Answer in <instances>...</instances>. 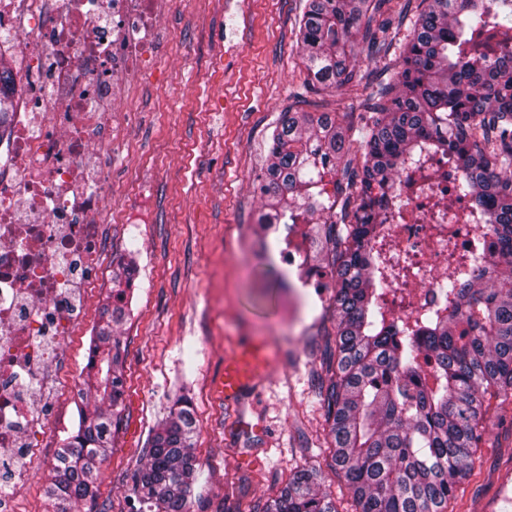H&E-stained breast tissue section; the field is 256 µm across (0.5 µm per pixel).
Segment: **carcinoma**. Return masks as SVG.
I'll use <instances>...</instances> for the list:
<instances>
[{
    "instance_id": "cac0c4a2",
    "label": "carcinoma",
    "mask_w": 512,
    "mask_h": 512,
    "mask_svg": "<svg viewBox=\"0 0 512 512\" xmlns=\"http://www.w3.org/2000/svg\"><path fill=\"white\" fill-rule=\"evenodd\" d=\"M390 2L306 0L297 27L311 90L358 86L359 50L390 55L397 67L360 126L334 112L279 113L261 189L273 217L326 215L313 261L336 282V330L317 392L331 469L359 512H447L475 464L490 399L512 397V0H419L403 38L405 11ZM12 111V78L0 72V138ZM426 153L452 157L455 193L468 200L470 222L492 229L497 260L473 248L440 286L443 305L392 332L382 210L401 208L397 176ZM135 271L131 260L112 275L115 304L93 349L102 393L57 452L47 488L57 512L94 496L114 447L123 378L113 333ZM194 434L190 404L179 398L134 479L139 512H186L198 476ZM317 476L294 472L278 497L248 512H337Z\"/></svg>"
}]
</instances>
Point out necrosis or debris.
Wrapping results in <instances>:
<instances>
[{
    "mask_svg": "<svg viewBox=\"0 0 512 512\" xmlns=\"http://www.w3.org/2000/svg\"><path fill=\"white\" fill-rule=\"evenodd\" d=\"M164 2L0 0V69L20 90L11 134L0 139V512H13L10 491L46 458L49 379L31 371L51 366L87 328L86 303L107 274L103 228L132 221L139 175H130L127 205L106 211L112 179L102 152L112 146L113 113L135 109L130 85L148 80L171 44L160 25ZM458 179L433 161L399 175L404 209L385 235L389 320L442 305L449 246L463 253L485 234L448 208ZM266 255L292 287L321 298L334 286L305 266L295 239H279Z\"/></svg>",
    "mask_w": 512,
    "mask_h": 512,
    "instance_id": "necrosis-or-debris-1",
    "label": "necrosis or debris"
}]
</instances>
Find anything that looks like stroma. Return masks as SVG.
Masks as SVG:
<instances>
[{
	"instance_id": "35a3bbf8",
	"label": "stroma",
	"mask_w": 512,
	"mask_h": 512,
	"mask_svg": "<svg viewBox=\"0 0 512 512\" xmlns=\"http://www.w3.org/2000/svg\"><path fill=\"white\" fill-rule=\"evenodd\" d=\"M304 3L168 0L162 26L174 42L151 81L134 85L138 110L118 119L121 147L105 161L106 210L119 207L131 171L141 175L137 223L110 224L104 234L110 269L137 265L130 315L118 331L125 359L117 445L95 497L68 512H138L131 487L148 461L146 441L180 396L198 427L189 512H239L277 497L294 471L311 468L339 512L355 510L328 467V426L314 397L331 304H310L300 321L287 295L265 308L254 220L264 211L259 177L279 113L302 98L306 111L358 122L390 74L362 51L357 90L306 91L296 26ZM242 340L264 346L267 358L259 385L231 407L215 387ZM491 412L448 512H512V399H492ZM240 415L264 423L265 434L236 428ZM247 455L255 465H244ZM55 476L54 463L36 468L14 493L15 512H55L45 495Z\"/></svg>"
}]
</instances>
